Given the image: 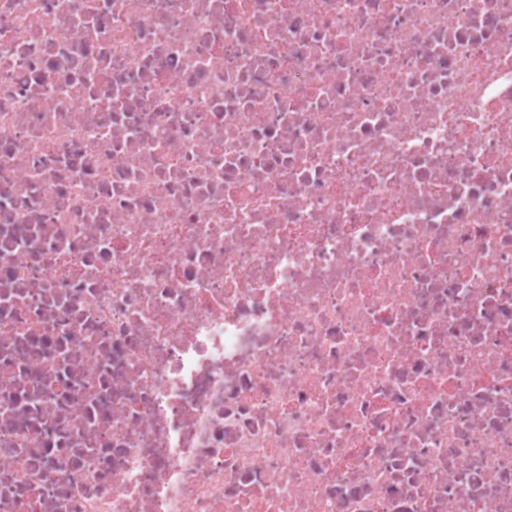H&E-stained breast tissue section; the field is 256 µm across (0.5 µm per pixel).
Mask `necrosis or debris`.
<instances>
[{
	"label": "necrosis or debris",
	"instance_id": "4bbe7bcc",
	"mask_svg": "<svg viewBox=\"0 0 512 512\" xmlns=\"http://www.w3.org/2000/svg\"><path fill=\"white\" fill-rule=\"evenodd\" d=\"M0 512H512V0H0Z\"/></svg>",
	"mask_w": 512,
	"mask_h": 512
}]
</instances>
